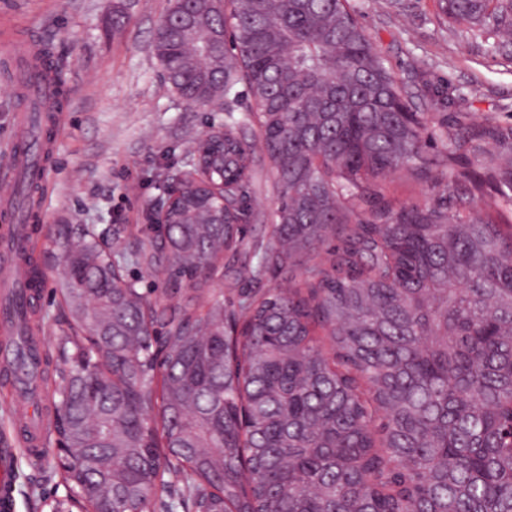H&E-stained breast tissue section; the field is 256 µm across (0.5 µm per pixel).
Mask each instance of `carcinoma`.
<instances>
[{
    "instance_id": "cac0c4a2",
    "label": "carcinoma",
    "mask_w": 512,
    "mask_h": 512,
    "mask_svg": "<svg viewBox=\"0 0 512 512\" xmlns=\"http://www.w3.org/2000/svg\"><path fill=\"white\" fill-rule=\"evenodd\" d=\"M437 2L465 38L512 31V0ZM187 7L189 30L154 33L168 83L190 103H228L243 83L275 179L272 243L245 275L301 277L236 307L195 277L242 243L231 207L192 223L221 185L244 197L253 179L233 121L194 148L187 181L215 189L171 213L169 254L54 226L41 264L66 269L70 324L47 435L69 450L58 483L85 491L42 506L147 512L174 473L211 512H512V126L461 109L435 131L448 154L428 158L433 115L409 107L350 0H171L167 16ZM35 68L56 79L49 49ZM399 171L422 199L395 198ZM131 264L191 281L201 307H159ZM34 300L31 274L28 332ZM161 321L160 365L147 331ZM41 363L31 344L16 368Z\"/></svg>"
}]
</instances>
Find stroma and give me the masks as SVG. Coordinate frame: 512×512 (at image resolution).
Returning <instances> with one entry per match:
<instances>
[{
  "instance_id": "stroma-1",
  "label": "stroma",
  "mask_w": 512,
  "mask_h": 512,
  "mask_svg": "<svg viewBox=\"0 0 512 512\" xmlns=\"http://www.w3.org/2000/svg\"><path fill=\"white\" fill-rule=\"evenodd\" d=\"M359 20L374 48L404 82L413 107L445 122L448 107L434 92L453 98L476 120L512 125V60L482 40H464L437 15L435 0H355ZM169 0H0V32L17 46L49 48L64 76L58 126L53 129L51 161L34 194L38 219L31 224L30 250L40 255L57 224H114L129 251L149 246L146 217L162 192L169 168L181 165L213 125L248 116L247 97L238 94L234 112L198 108L166 81L153 50L154 29ZM127 22L114 29L112 16ZM25 109L20 90L0 58V162L17 144L16 118ZM250 189L251 215L243 243L225 256L219 274L207 284L210 295L238 303L244 294L284 288L288 275L272 272L262 280L243 277L270 241L277 193L263 154L255 156ZM139 291L167 306L189 304L193 292L134 266ZM48 354H55L68 331L69 314L45 272L35 313ZM11 387L0 386V448L14 449L10 482L14 512H46L41 500L57 486L55 446L37 451L15 428V415L31 410Z\"/></svg>"
}]
</instances>
